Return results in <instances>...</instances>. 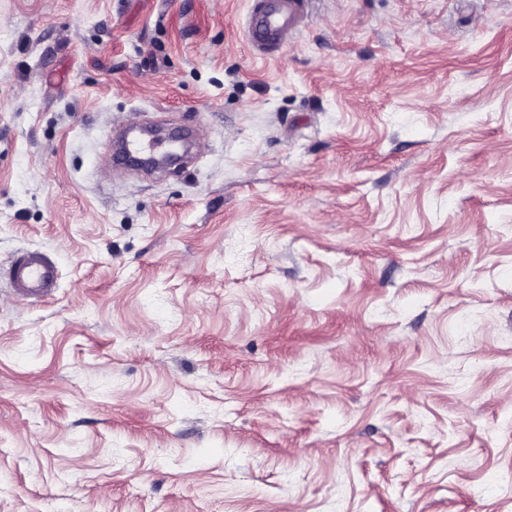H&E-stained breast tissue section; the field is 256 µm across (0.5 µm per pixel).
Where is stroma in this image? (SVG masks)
Here are the masks:
<instances>
[{
    "label": "stroma",
    "mask_w": 512,
    "mask_h": 512,
    "mask_svg": "<svg viewBox=\"0 0 512 512\" xmlns=\"http://www.w3.org/2000/svg\"><path fill=\"white\" fill-rule=\"evenodd\" d=\"M247 7L0 0V512H512V0ZM313 0H249L245 37L256 57L269 59L288 35L295 34L312 16ZM7 285L20 299H39L57 288L59 269L46 254L26 250L15 256L4 270Z\"/></svg>",
    "instance_id": "stroma-1"
}]
</instances>
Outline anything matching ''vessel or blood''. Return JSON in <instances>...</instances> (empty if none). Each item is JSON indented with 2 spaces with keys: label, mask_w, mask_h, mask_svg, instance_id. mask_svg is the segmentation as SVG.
I'll use <instances>...</instances> for the list:
<instances>
[{
  "label": "vessel or blood",
  "mask_w": 512,
  "mask_h": 512,
  "mask_svg": "<svg viewBox=\"0 0 512 512\" xmlns=\"http://www.w3.org/2000/svg\"><path fill=\"white\" fill-rule=\"evenodd\" d=\"M311 16L312 0H249L245 37L250 51L262 59L274 57ZM0 275L18 298L39 299L55 290L59 269L46 254L26 250Z\"/></svg>",
  "instance_id": "1"
}]
</instances>
